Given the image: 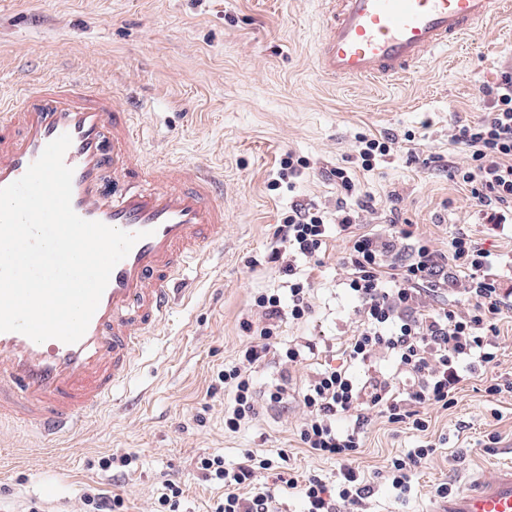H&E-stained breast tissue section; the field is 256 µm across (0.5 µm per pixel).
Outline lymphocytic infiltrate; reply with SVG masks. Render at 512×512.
<instances>
[{"mask_svg":"<svg viewBox=\"0 0 512 512\" xmlns=\"http://www.w3.org/2000/svg\"><path fill=\"white\" fill-rule=\"evenodd\" d=\"M483 95L481 117L459 125L454 136L467 153L466 165L456 168L455 174L468 186L487 222L496 226L512 215V75L498 86L485 88ZM329 175L341 192L335 224H327L321 208L300 204L292 206L273 232L276 245L269 259L281 263L288 288L255 295L253 305L262 324L256 327L244 321V328H255L256 334L243 346L237 365L218 374L231 396L224 411V428L229 432H238L256 419L262 406L287 402L288 376H281L260 393L249 370L269 362L284 369L305 360L302 345L282 343L280 336L283 319L298 321L312 311L310 285L300 278L298 268L320 264L332 229L350 232L361 213L374 208L371 196H354L355 183L347 169L336 167ZM490 256L489 250L463 235L450 241L447 252H439L429 241L414 237L395 217L388 231L352 234L342 259L345 287L356 301L357 326L344 348L349 363L324 367L301 390L304 418L297 434L303 447L320 457L350 459L360 446L357 428L367 422L373 408L390 422L427 431L422 408L452 405L467 375L495 363L498 334L494 318L512 306V287H505L491 273ZM452 286L458 288L460 300L433 304V297ZM463 301L468 310L460 309ZM381 352L393 358L403 382L385 375L361 380L351 373V365L367 363ZM340 417L354 418L355 429L337 428ZM433 453L428 445L411 449L392 458L379 476L395 496H404L411 489L414 472ZM197 467L206 480L224 487V499L214 512H271L277 491L295 488L302 494L306 512H338L342 505L349 512H362L370 492L354 468H345L331 488L315 475L301 480L276 471L272 460L250 452L233 468L225 467L219 454L200 457ZM261 470L274 472L272 485L264 493L243 496L242 488L252 485Z\"/></svg>","mask_w":512,"mask_h":512,"instance_id":"obj_1","label":"lymphocytic infiltrate"}]
</instances>
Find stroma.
<instances>
[{
  "label": "stroma",
  "mask_w": 512,
  "mask_h": 512,
  "mask_svg": "<svg viewBox=\"0 0 512 512\" xmlns=\"http://www.w3.org/2000/svg\"><path fill=\"white\" fill-rule=\"evenodd\" d=\"M319 33L316 0H0L1 86L11 90L75 69L94 87L128 94L134 122L147 130L137 143L143 158L221 167L225 210L223 241L210 248L205 269L187 267L190 297L137 351L114 400L53 448L40 445L34 430L0 426V512H28L34 504L41 512H84L83 497L93 489L121 497L124 512H154L168 479L183 489L178 512H212L224 489L197 469L204 455H223L231 468L248 450L271 459L284 452L298 476L317 474L332 486L342 467L369 474L427 440L435 452L407 496L396 499L378 479L365 508L429 512L437 484L460 491L472 471L493 473L512 453V393L485 391L487 377L512 373V309L496 319V365L464 382L451 408H424L427 433L374 411L349 462L302 448L298 394L324 365L343 363L355 328L339 263L347 240L336 233L309 273L311 314L281 326L282 341L317 345L290 369L287 407L262 411L238 432L224 429L230 398L215 379L237 361L254 294L282 285L268 261L275 226L296 203L325 207L335 220L338 191L328 170H354L356 194L374 198L377 212L362 231L379 230L391 210L436 249L447 250L463 234L492 252L499 273H512V225L491 231L451 171L466 161L453 127L477 120L482 87L499 85L512 71V15L391 88L321 83L313 66ZM389 132L414 140L396 144L373 171L358 170L356 135ZM290 153L307 158L309 168L291 186L269 189ZM431 154L444 166H424ZM127 454L136 458L132 468L100 466Z\"/></svg>",
  "instance_id": "stroma-1"
}]
</instances>
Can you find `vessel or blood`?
<instances>
[{"label": "vessel or blood", "mask_w": 512, "mask_h": 512, "mask_svg": "<svg viewBox=\"0 0 512 512\" xmlns=\"http://www.w3.org/2000/svg\"><path fill=\"white\" fill-rule=\"evenodd\" d=\"M320 7L316 70L334 84L396 83L482 22L512 13L505 0H320ZM63 134L71 137L64 162L74 170L75 213L142 238L113 269L78 342L0 332V423L34 427L48 445L125 383L135 349L176 306L188 262L224 232L221 175L203 164L145 163L115 95L78 74L0 93V188ZM107 171L122 182L120 193L103 191ZM431 512H512V462L488 477L472 473L465 490L434 499Z\"/></svg>", "instance_id": "obj_1"}]
</instances>
